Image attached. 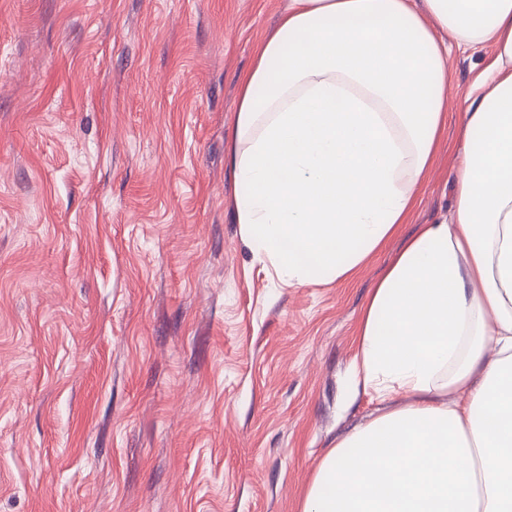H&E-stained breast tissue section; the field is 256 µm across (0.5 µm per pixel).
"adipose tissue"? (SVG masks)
<instances>
[{"label": "adipose tissue", "instance_id": "1", "mask_svg": "<svg viewBox=\"0 0 512 512\" xmlns=\"http://www.w3.org/2000/svg\"><path fill=\"white\" fill-rule=\"evenodd\" d=\"M484 48L447 219L369 292L352 393L301 512H512V0H288L238 78L226 163L242 242L291 285L399 235L448 129V50Z\"/></svg>", "mask_w": 512, "mask_h": 512}]
</instances>
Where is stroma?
Segmentation results:
<instances>
[{
	"label": "stroma",
	"mask_w": 512,
	"mask_h": 512,
	"mask_svg": "<svg viewBox=\"0 0 512 512\" xmlns=\"http://www.w3.org/2000/svg\"><path fill=\"white\" fill-rule=\"evenodd\" d=\"M287 0H0V512H299L351 399L362 303L245 246L224 162L238 76ZM453 204L491 55L449 42Z\"/></svg>",
	"instance_id": "stroma-1"
}]
</instances>
